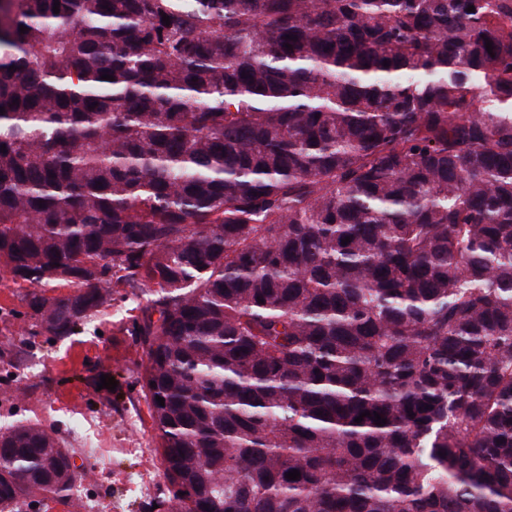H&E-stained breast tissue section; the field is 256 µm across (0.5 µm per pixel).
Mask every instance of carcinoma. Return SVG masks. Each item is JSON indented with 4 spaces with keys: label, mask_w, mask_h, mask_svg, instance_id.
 <instances>
[{
    "label": "carcinoma",
    "mask_w": 512,
    "mask_h": 512,
    "mask_svg": "<svg viewBox=\"0 0 512 512\" xmlns=\"http://www.w3.org/2000/svg\"><path fill=\"white\" fill-rule=\"evenodd\" d=\"M59 2L0 3V276L150 290L165 512H512V0ZM71 458L0 431V509Z\"/></svg>",
    "instance_id": "cac0c4a2"
}]
</instances>
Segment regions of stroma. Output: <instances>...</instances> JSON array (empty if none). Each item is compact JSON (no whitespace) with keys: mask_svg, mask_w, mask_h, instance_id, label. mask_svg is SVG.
<instances>
[{"mask_svg":"<svg viewBox=\"0 0 512 512\" xmlns=\"http://www.w3.org/2000/svg\"><path fill=\"white\" fill-rule=\"evenodd\" d=\"M25 289L0 278V430L41 424L81 470L67 499L36 498L19 512H154L172 497L142 389L138 334L150 294L116 286L110 306L73 335L37 334ZM116 389L100 388L101 376Z\"/></svg>","mask_w":512,"mask_h":512,"instance_id":"35a3bbf8","label":"stroma"}]
</instances>
